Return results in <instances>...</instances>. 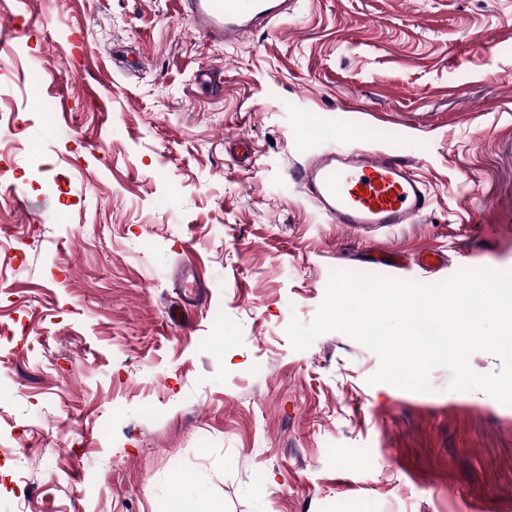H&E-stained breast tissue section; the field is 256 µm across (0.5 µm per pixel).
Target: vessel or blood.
<instances>
[{"instance_id": "1", "label": "vessel or blood", "mask_w": 512, "mask_h": 512, "mask_svg": "<svg viewBox=\"0 0 512 512\" xmlns=\"http://www.w3.org/2000/svg\"><path fill=\"white\" fill-rule=\"evenodd\" d=\"M205 40L232 43L287 15L291 0H179ZM292 179L331 223L347 228L410 224L429 206L426 182L398 156L330 150L298 166Z\"/></svg>"}]
</instances>
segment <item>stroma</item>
Returning a JSON list of instances; mask_svg holds the SVG:
<instances>
[{
  "instance_id": "1",
  "label": "stroma",
  "mask_w": 512,
  "mask_h": 512,
  "mask_svg": "<svg viewBox=\"0 0 512 512\" xmlns=\"http://www.w3.org/2000/svg\"><path fill=\"white\" fill-rule=\"evenodd\" d=\"M1 27L0 512H512V406L287 335L335 270L512 269V0H297L229 47L178 0ZM329 149L398 155L427 211L329 223L289 175Z\"/></svg>"
}]
</instances>
